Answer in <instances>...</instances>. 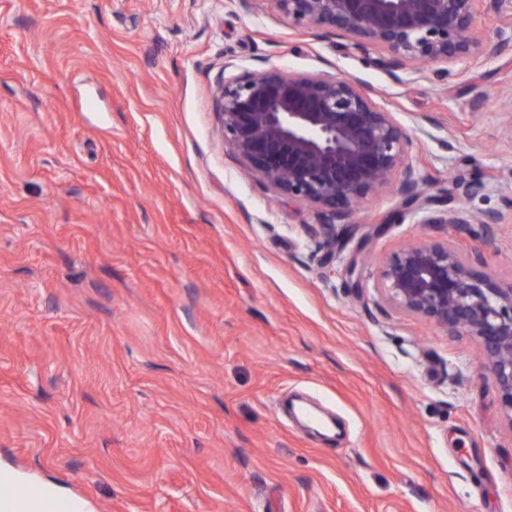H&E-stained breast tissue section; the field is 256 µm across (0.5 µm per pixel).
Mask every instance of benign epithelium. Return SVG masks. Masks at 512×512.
I'll list each match as a JSON object with an SVG mask.
<instances>
[{
    "label": "benign epithelium",
    "instance_id": "1",
    "mask_svg": "<svg viewBox=\"0 0 512 512\" xmlns=\"http://www.w3.org/2000/svg\"><path fill=\"white\" fill-rule=\"evenodd\" d=\"M485 1L500 13L512 11V0H271L297 24L387 53L394 81L407 65L464 60L476 68L499 55L512 30L499 31L495 41L477 36L475 16ZM215 99L225 145L265 190L312 206L331 245L354 242L346 268L350 289L363 288L364 250L387 222L356 240L336 234V227L348 228L361 203L390 188L422 224L460 230L482 224L491 232L512 221L509 189L500 209L479 217L457 198L486 188V182L458 174L449 188L428 191L408 151L431 136L425 124L433 120L407 129L376 106L358 78L258 67L223 77ZM482 264L446 241L410 244L382 262L376 288L396 310L471 336L512 423V282L493 278Z\"/></svg>",
    "mask_w": 512,
    "mask_h": 512
}]
</instances>
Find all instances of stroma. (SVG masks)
<instances>
[{
  "label": "stroma",
  "instance_id": "35a3bbf8",
  "mask_svg": "<svg viewBox=\"0 0 512 512\" xmlns=\"http://www.w3.org/2000/svg\"><path fill=\"white\" fill-rule=\"evenodd\" d=\"M270 0H0V471L86 512H512V424L476 342L388 306L421 239L512 280V223L350 219L360 292L314 210L224 145L214 91L259 66L363 81L420 178L512 187V43L392 81ZM480 108H473V99ZM454 151H444L441 141ZM389 223L386 221L380 222L379 224H372L371 229L365 234L361 235L349 253V260L347 263L346 273L348 276L347 287L359 291L364 288L362 280L359 275V269L362 266V257L364 250L373 235H379L385 231L386 226Z\"/></svg>",
  "mask_w": 512,
  "mask_h": 512
}]
</instances>
